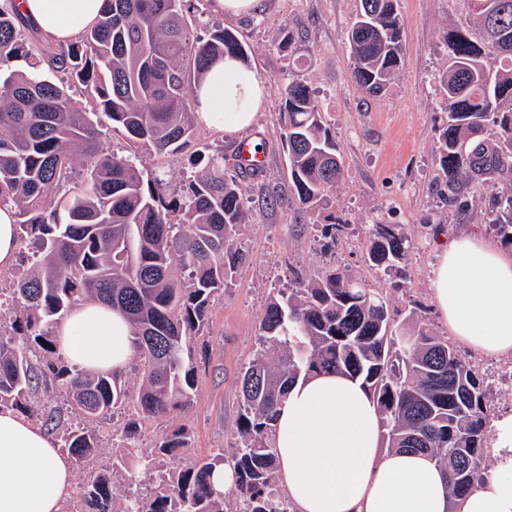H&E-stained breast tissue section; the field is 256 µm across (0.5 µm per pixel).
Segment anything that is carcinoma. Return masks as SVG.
<instances>
[{
	"label": "carcinoma",
	"mask_w": 512,
	"mask_h": 512,
	"mask_svg": "<svg viewBox=\"0 0 512 512\" xmlns=\"http://www.w3.org/2000/svg\"><path fill=\"white\" fill-rule=\"evenodd\" d=\"M14 2L0 0V205L14 208L32 251L10 295L0 288V409L64 426L63 446L79 463L99 448L97 422L127 405L135 410L112 435L124 453L81 486L76 512H224L212 472L226 460L238 512H289L271 491L273 423L289 388L315 372L361 381L378 405L389 447L430 454L459 504L486 471L490 386L433 333L422 302L400 327L386 289L335 267L270 297L242 375L231 456L219 448L166 476L163 459L184 452L186 433L140 449L142 423L191 403L196 373L184 357L185 339L200 335L213 295L229 287L244 261L234 236L263 170L238 163L231 175L223 152L197 150L195 171L169 196L163 173L148 175L132 152L105 147L98 127L104 117L129 144L159 157L181 151L195 135L188 87L199 86L224 56L243 60L246 51L222 28L199 36L187 19L194 0H104L100 23L65 49L25 38ZM465 3L468 22L443 35L448 68L434 88L445 114L440 194L459 212L467 207L461 185L512 173V0ZM359 4L348 35L353 77L379 95L403 68L398 0ZM22 56L35 60L31 70L13 69ZM58 73L84 87L91 111L72 104ZM490 125L491 139L484 136ZM282 137L289 204L305 216L322 207L342 166L320 101L302 82L286 86ZM489 224L512 244V192L497 194ZM369 241L368 261L386 272L411 248L396 224L372 225ZM176 267L187 281L174 275ZM87 298L126 315L142 376L137 387L120 374L61 361L55 328ZM49 383L63 388L75 421L62 424L55 409L32 399ZM141 475L152 477L151 491H136L117 507L113 479L137 485Z\"/></svg>",
	"instance_id": "cac0c4a2"
}]
</instances>
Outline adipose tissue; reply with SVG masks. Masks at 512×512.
Listing matches in <instances>:
<instances>
[{
  "label": "adipose tissue",
  "mask_w": 512,
  "mask_h": 512,
  "mask_svg": "<svg viewBox=\"0 0 512 512\" xmlns=\"http://www.w3.org/2000/svg\"><path fill=\"white\" fill-rule=\"evenodd\" d=\"M19 13L56 45L74 43L101 19L103 0H15ZM264 81L243 61L215 63L198 88L210 127L249 128ZM432 297L448 331L487 356L512 353V250L474 237L436 243ZM60 351L89 370L123 372L135 347L127 321L84 302L57 326ZM494 471L460 501L459 512H512V415L496 420ZM377 404L342 375L299 380L274 424L278 474L294 512H450L448 482L430 457L380 453ZM74 487V465L53 439L14 411L0 410V512H60Z\"/></svg>",
  "instance_id": "ef3b65f1"
}]
</instances>
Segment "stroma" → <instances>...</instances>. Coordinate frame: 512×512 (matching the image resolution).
I'll return each mask as SVG.
<instances>
[{"label":"stroma","instance_id":"obj_1","mask_svg":"<svg viewBox=\"0 0 512 512\" xmlns=\"http://www.w3.org/2000/svg\"><path fill=\"white\" fill-rule=\"evenodd\" d=\"M200 23L230 30L247 50L246 63L265 79L266 96L254 124L244 134H228L196 123L192 148L210 146L223 152L233 166L241 137L264 145V173L251 204L253 217L242 225L236 243L246 253L233 282L217 293L202 336L188 339L184 354L196 368L191 406L147 426L143 448L174 429H184L189 444L177 459L163 463L166 471L186 467L228 449L237 441L242 369L255 350L259 320L275 289L294 287L328 267H341L370 287H387L390 278L367 260L368 232L374 224H397L413 242L397 264L395 278L402 290L389 298L398 322H405L414 301L428 304L434 332L447 336L448 327L432 307L431 277L438 238L474 236L499 242L487 219L492 198L512 189V176L489 184L464 185L466 213L444 203L438 193V137L441 114L434 96V79L448 58L442 35L464 22V0H399L403 23L404 67L389 89L370 96L355 83L347 32L356 14V0H268L256 17L233 19L214 13L212 0H197ZM292 26L291 45L283 29ZM298 79L316 90L338 145L344 176L322 208L302 217L286 206L265 208L261 199L285 193L288 153L282 143L284 88ZM340 224L344 231L336 246L321 234L323 225ZM208 353H201V344ZM460 354L478 365L493 382L495 415L512 413L497 382L512 368V355L485 357L468 349ZM132 408L118 411L100 429V450L74 468L75 483L112 463L117 450L112 435L131 418Z\"/></svg>","mask_w":512,"mask_h":512}]
</instances>
